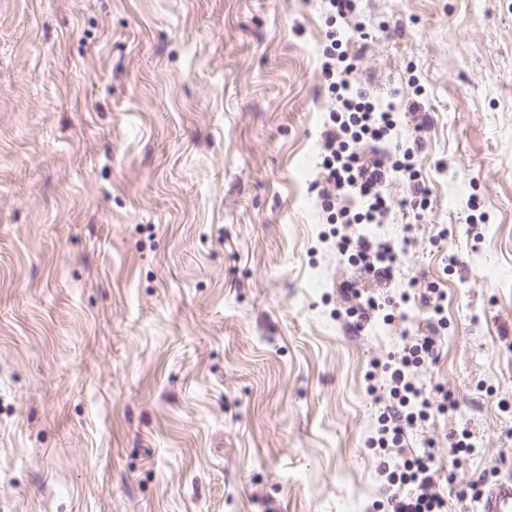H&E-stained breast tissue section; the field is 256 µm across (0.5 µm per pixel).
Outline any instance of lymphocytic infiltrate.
Returning a JSON list of instances; mask_svg holds the SVG:
<instances>
[{
	"label": "lymphocytic infiltrate",
	"mask_w": 512,
	"mask_h": 512,
	"mask_svg": "<svg viewBox=\"0 0 512 512\" xmlns=\"http://www.w3.org/2000/svg\"><path fill=\"white\" fill-rule=\"evenodd\" d=\"M321 3L327 30L317 51L319 79L330 104L317 132L321 177L310 189L327 223L343 227L335 248L349 265L340 288L352 301L346 310L350 326L364 331L380 311L385 322H394V310L414 298L429 326L445 327L443 290L432 283L413 293L396 285L399 249L410 245V236L396 244L366 230L384 223L391 212L394 180L406 184L403 204L411 209H427L428 190L414 162L413 134L404 129L397 104L374 96L357 79V61L369 34L356 19V0ZM401 339L400 349L389 352L381 366L384 386L367 388L382 405L376 433L368 440L381 458L380 493L388 512H447V500L436 488L433 446L413 452L405 446L407 434L421 422L456 411L457 404L448 392H428L418 379L420 369L438 354V337L405 331Z\"/></svg>",
	"instance_id": "lymphocytic-infiltrate-1"
}]
</instances>
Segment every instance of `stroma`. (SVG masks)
Segmentation results:
<instances>
[{
    "instance_id": "35a3bbf8",
    "label": "stroma",
    "mask_w": 512,
    "mask_h": 512,
    "mask_svg": "<svg viewBox=\"0 0 512 512\" xmlns=\"http://www.w3.org/2000/svg\"><path fill=\"white\" fill-rule=\"evenodd\" d=\"M358 10L362 82L424 123L400 275L448 293L421 378L458 409L411 444L478 512L512 468V0ZM324 31L317 0H0V512H373L398 337L336 318ZM471 440L472 433L467 428L455 429L448 434V447L457 456L458 462L474 451L475 448Z\"/></svg>"
}]
</instances>
